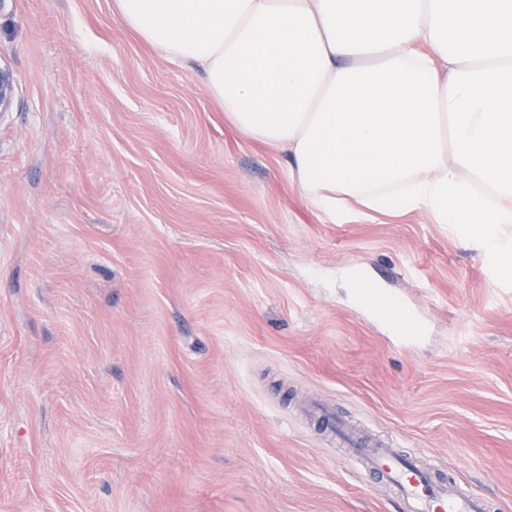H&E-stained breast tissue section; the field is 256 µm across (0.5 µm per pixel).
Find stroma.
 Returning a JSON list of instances; mask_svg holds the SVG:
<instances>
[{
  "instance_id": "1",
  "label": "stroma",
  "mask_w": 512,
  "mask_h": 512,
  "mask_svg": "<svg viewBox=\"0 0 512 512\" xmlns=\"http://www.w3.org/2000/svg\"><path fill=\"white\" fill-rule=\"evenodd\" d=\"M112 4L0 7V512H400L313 400L512 512V275L427 212L309 207ZM357 287L363 308L391 327L401 347L408 348L426 335V325L417 320L400 297L377 294L373 281L366 276L358 278Z\"/></svg>"
}]
</instances>
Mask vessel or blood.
I'll return each instance as SVG.
<instances>
[{
	"label": "vessel or blood",
	"mask_w": 512,
	"mask_h": 512,
	"mask_svg": "<svg viewBox=\"0 0 512 512\" xmlns=\"http://www.w3.org/2000/svg\"><path fill=\"white\" fill-rule=\"evenodd\" d=\"M364 309L386 322L397 343L410 347L427 333V327L393 294L380 295L368 277L357 280ZM361 470L377 474L397 497L402 512H492L491 501L464 488L457 479L437 475L418 461L401 457L390 443L375 441L355 444Z\"/></svg>",
	"instance_id": "vessel-or-blood-1"
}]
</instances>
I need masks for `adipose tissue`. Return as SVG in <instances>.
Segmentation results:
<instances>
[{
  "instance_id": "1",
  "label": "adipose tissue",
  "mask_w": 512,
  "mask_h": 512,
  "mask_svg": "<svg viewBox=\"0 0 512 512\" xmlns=\"http://www.w3.org/2000/svg\"><path fill=\"white\" fill-rule=\"evenodd\" d=\"M307 204L424 210L512 271V0H114Z\"/></svg>"
}]
</instances>
